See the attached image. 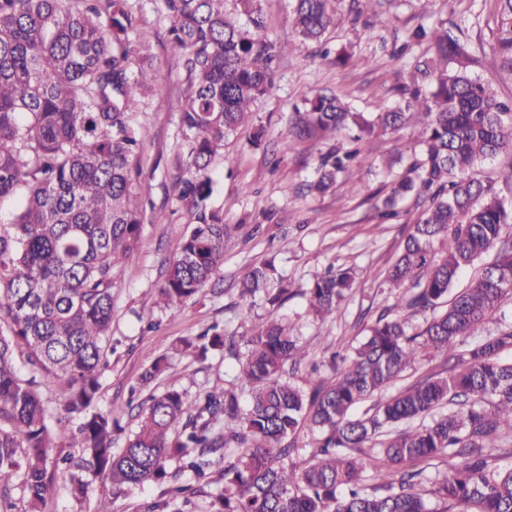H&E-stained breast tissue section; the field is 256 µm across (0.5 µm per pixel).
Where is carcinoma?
Here are the masks:
<instances>
[{
    "label": "carcinoma",
    "instance_id": "obj_1",
    "mask_svg": "<svg viewBox=\"0 0 512 512\" xmlns=\"http://www.w3.org/2000/svg\"><path fill=\"white\" fill-rule=\"evenodd\" d=\"M226 0H164L168 41L178 50L189 89L180 120L194 168L176 189L193 212L157 293L170 310L202 293L224 262L229 227L207 206L209 166L250 121L255 99L273 85V64L286 46L264 34L258 0H238L250 27L238 26ZM495 50L500 73L512 76V0H497ZM335 24L332 0H297L293 25L304 42H318ZM126 0H0V201L18 196L21 208L0 225V473L14 474L21 512H41L57 479L50 461L60 432L40 387H69L65 405L76 421L82 455L68 459L70 490L79 500L88 474L106 473L121 490L163 479L172 458L203 478L224 460V486L208 512H512V467L486 453L512 430V329L464 352L459 338L476 330L512 292V223L491 183L472 177L474 166L512 144V115L502 111L494 87L499 76L473 78L465 70L467 44L452 28L430 35L434 55L416 62L433 83L401 90V103L368 120L333 93H322L289 116L301 140L361 132L417 128L412 161L394 182L384 207L414 195L426 204L408 225L401 254L383 284L394 294L396 316L381 314L355 355L329 381L304 388L290 380L304 351L288 324L258 322L236 339L214 323L180 342L200 360L246 354L238 380L250 387L245 409L235 394L212 389L189 401L178 390L151 395L138 429L113 448L117 418L95 409L99 377L112 351V290L123 263L137 249L141 204L134 160L139 139L131 125L151 89V67L130 37ZM358 150L321 160L309 190L329 191ZM495 260L467 288L450 295L463 270L485 253ZM353 281L349 268H330L308 290L314 316L336 315ZM240 296L279 306L288 283L274 261L250 265ZM425 317L410 332V317ZM443 360L431 374L374 405L354 409L382 393L418 360ZM168 368L155 356L142 375L150 386ZM421 421L399 430L393 426ZM317 435L308 465L288 464L296 434ZM378 446L384 483L360 487L363 449ZM453 460L427 491L419 492L421 464ZM168 500L147 512H183Z\"/></svg>",
    "mask_w": 512,
    "mask_h": 512
}]
</instances>
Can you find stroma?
Listing matches in <instances>:
<instances>
[{
  "label": "stroma",
  "mask_w": 512,
  "mask_h": 512,
  "mask_svg": "<svg viewBox=\"0 0 512 512\" xmlns=\"http://www.w3.org/2000/svg\"><path fill=\"white\" fill-rule=\"evenodd\" d=\"M260 5L269 32L288 51L274 64L273 89L252 104L249 128L232 137L211 161L213 191L207 204L232 229L217 275L220 291L205 292L173 312L156 304L155 292L192 218L174 189L191 163L179 119L188 82L167 41L162 0H128L137 20L133 37L154 81L134 115L141 140V233L112 291L114 350L99 379L98 408L121 418L122 430L113 443L117 449L138 424L140 376L162 352H170V367L154 382L155 393L176 389L191 400L217 387L236 391L240 404H247L248 394L237 379V359L217 355L198 361L176 350L180 339L198 336L212 322H220L229 336L244 335L257 320L287 322L304 347L307 364L328 379L332 357L350 358L371 322L392 307L395 298L382 280L403 247L406 225L420 218L424 205L415 197L404 198L395 206V217L387 218L383 201L400 171L399 155L411 152L416 131L407 125L365 138L359 155L339 173L335 188L311 194L306 185L314 179L321 156L349 149L351 133L291 140L288 118L294 108L318 93L332 92L371 116L392 109L400 88L415 79L413 59L430 47L413 37L421 25L452 22L461 27L470 47L471 76H487L500 66L492 34L495 0H334L335 25L318 45L296 35L293 0H260ZM342 51L351 56L344 67L336 63ZM255 128L263 131L257 147L249 141ZM271 257L287 276L292 296L283 305L260 302L244 312L236 281L244 267ZM331 265L352 269L354 283L335 318L322 322L309 309L307 291ZM87 482V493L78 500L67 481H59L43 512H95L106 496L113 512H144L147 505L166 498L165 485L154 482L118 493L106 475H88Z\"/></svg>",
  "instance_id": "obj_1"
}]
</instances>
